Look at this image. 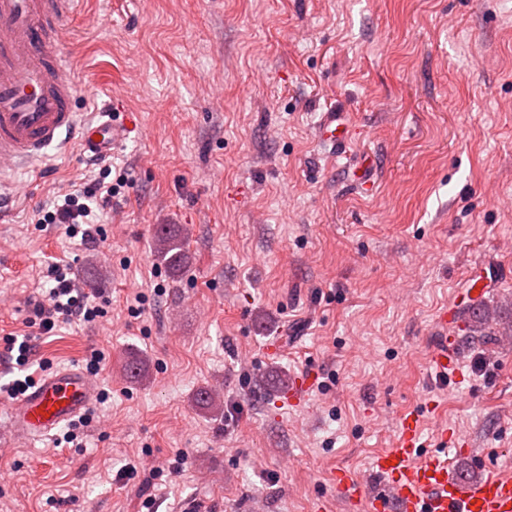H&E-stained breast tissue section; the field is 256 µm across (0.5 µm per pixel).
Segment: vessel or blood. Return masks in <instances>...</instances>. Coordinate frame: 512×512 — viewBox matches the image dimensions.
<instances>
[{
	"mask_svg": "<svg viewBox=\"0 0 512 512\" xmlns=\"http://www.w3.org/2000/svg\"><path fill=\"white\" fill-rule=\"evenodd\" d=\"M81 0H0V176L15 166L45 159L64 134L78 131L84 152L108 156L126 132L112 118L81 121L79 85L62 52L66 25ZM318 140L344 150L342 113H322ZM97 384L77 368L47 374L11 411L10 438L38 440L84 413ZM332 487L357 512H512V478L487 466L484 477L466 483L447 458L427 452L420 420L403 415L391 447L376 454L369 475L341 469Z\"/></svg>",
	"mask_w": 512,
	"mask_h": 512,
	"instance_id": "vessel-or-blood-1",
	"label": "vessel or blood"
}]
</instances>
